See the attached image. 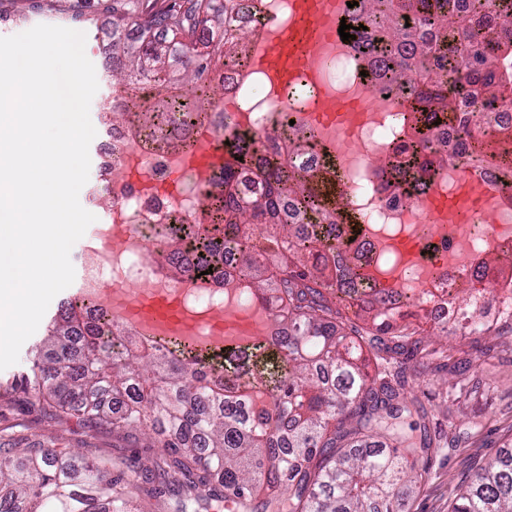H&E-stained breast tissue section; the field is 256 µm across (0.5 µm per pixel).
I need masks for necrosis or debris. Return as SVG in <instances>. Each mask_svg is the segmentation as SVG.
Returning a JSON list of instances; mask_svg holds the SVG:
<instances>
[{"label": "necrosis or debris", "instance_id": "1", "mask_svg": "<svg viewBox=\"0 0 512 512\" xmlns=\"http://www.w3.org/2000/svg\"><path fill=\"white\" fill-rule=\"evenodd\" d=\"M354 47L340 48L335 40L323 46L321 78L324 85L339 98H360L371 120L353 131L335 125L311 130L310 147L306 158L309 176H316L325 158H333L341 179L336 197L338 208L357 213L361 229L345 239L333 252L337 270H344L353 262L367 266L380 262L396 266L400 255L383 251L379 241L408 234H421L431 229L432 223L420 207L423 195L413 184L399 190L384 189L383 164L392 149L394 115L407 112L406 97L393 88L383 87L373 75L362 72ZM212 81L222 87L223 94L206 109L201 121L183 134L188 144L204 136L222 135L234 139L243 132L254 134L261 151L272 153L283 165H291L294 143L288 135L266 141L265 134L280 126L282 119H290L296 128L305 129L303 115L309 112L313 97L296 96L291 92H270L258 73L241 63L213 72ZM182 154L162 151L134 121L111 126L98 147L99 175L91 185V195L106 194L112 203V220L100 225L94 243L85 249L79 262L83 269V294L98 296L105 284L103 270H111L113 288L146 287L167 291L180 287L181 280L156 263V253L166 252L163 239L149 238L153 226L172 223L193 224L210 198L223 193V171L215 169L210 187L195 184L190 174L181 173ZM140 173L148 182L132 185L131 173ZM495 226L485 224L482 217L471 218L457 225L455 231L441 235L438 249L447 251L448 262L439 279H431L422 271L405 272L398 286L401 294L423 289L432 300L429 308L437 318L449 314L447 294L463 285L469 271L488 253L489 233L512 244V204L496 212ZM236 261L233 255L224 259L223 276L204 281L197 280L194 288L182 295L184 304L218 308L224 304V282L233 278Z\"/></svg>", "mask_w": 512, "mask_h": 512}]
</instances>
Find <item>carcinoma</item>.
<instances>
[{
  "label": "carcinoma",
  "mask_w": 512,
  "mask_h": 512,
  "mask_svg": "<svg viewBox=\"0 0 512 512\" xmlns=\"http://www.w3.org/2000/svg\"><path fill=\"white\" fill-rule=\"evenodd\" d=\"M224 2L222 10L213 0L139 9L98 0L112 19L113 86L134 93L149 78L194 94L192 107L178 93L152 107L134 100L140 127L156 128L173 109L194 124L222 91L208 82L215 57L226 66L245 59L240 2ZM356 2L355 48L384 85L410 99L411 114L399 117L406 141L386 166L390 184L432 175L454 157L511 174L512 149L488 152L472 132L512 138V126L500 122V113H512V0H501L498 13L486 0ZM128 28L137 32L131 43L122 38ZM289 131L295 160L286 169L257 154L254 142L235 143L223 204L211 214L224 236L189 224L169 240L174 251L192 247L199 273L217 276L225 252L237 254L236 278L224 288L247 289L288 336L255 345L253 371L226 387L171 356L137 352L128 329L89 317L82 298L69 303L34 354L27 404L161 453L135 467L122 456L48 451L20 439L0 448V512H148L138 494L172 501V512H210L230 498L239 512H399L402 495L428 474V453L441 447L430 429L434 408L405 395L402 364L421 365L428 355L420 311L431 297L420 290L396 306L377 302L381 291L360 273H350L349 288L337 281L322 226L345 216L303 175L310 136ZM287 202L292 223L312 225L311 236L285 225ZM244 214L264 231L239 236ZM498 278L486 259L469 276L480 284ZM459 292L449 298L469 332L512 336V298ZM450 512H512L511 447L488 455Z\"/></svg>",
  "instance_id": "cac0c4a2"
}]
</instances>
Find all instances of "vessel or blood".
<instances>
[{
	"label": "vessel or blood",
	"instance_id": "vessel-or-blood-1",
	"mask_svg": "<svg viewBox=\"0 0 512 512\" xmlns=\"http://www.w3.org/2000/svg\"><path fill=\"white\" fill-rule=\"evenodd\" d=\"M347 0H291V24L273 27L251 58L254 69L264 73L272 89L293 88L306 83L318 90L311 117L319 123L333 122L345 129L359 125L367 117L360 100H341L321 92L319 72L311 60L328 35L338 31ZM224 151L213 140H204L189 160L198 182H207L212 170L223 165ZM505 194L482 180L461 177L454 194L432 189L424 205L436 224H459L471 211L497 210ZM121 319L145 333L182 341L207 332L216 345L262 343L271 334L266 318L257 310L224 311L182 307L176 292H142L118 304Z\"/></svg>",
	"mask_w": 512,
	"mask_h": 512
}]
</instances>
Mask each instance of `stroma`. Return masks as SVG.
Returning <instances> with one entry per match:
<instances>
[{
  "mask_svg": "<svg viewBox=\"0 0 512 512\" xmlns=\"http://www.w3.org/2000/svg\"><path fill=\"white\" fill-rule=\"evenodd\" d=\"M62 14L93 21L86 34L85 53L95 66L99 84L91 102L90 118L101 136L105 133L102 104L112 94V78L102 64L112 45V23L101 14L98 0H54L49 10L32 8L31 0H0V37L39 24H57ZM78 290V284H71L52 300L37 331L22 346L18 363L0 370V443L15 428L53 450L88 448L96 454H114L116 439L111 433L88 431L72 416H52L21 406L25 397L22 383L33 354L41 346L52 319ZM432 345L445 347L453 362H467L471 368L446 384L426 375L415 378L410 391L435 407L432 431L457 437L459 443L454 449H433L430 475L407 498L405 512H448L458 485L479 461L502 443H512V346L507 349V363L491 365L478 359L473 337L436 335Z\"/></svg>",
  "mask_w": 512,
  "mask_h": 512,
  "instance_id": "obj_1",
  "label": "stroma"
}]
</instances>
